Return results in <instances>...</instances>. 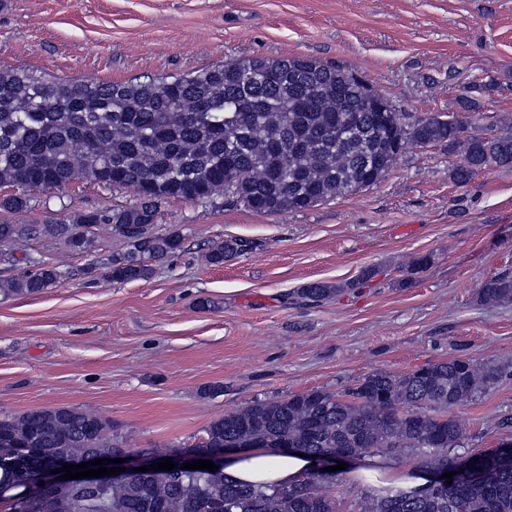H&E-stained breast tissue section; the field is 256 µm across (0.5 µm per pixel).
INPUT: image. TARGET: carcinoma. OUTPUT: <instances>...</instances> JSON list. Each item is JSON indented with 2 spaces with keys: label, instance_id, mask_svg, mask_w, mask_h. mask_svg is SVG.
Returning a JSON list of instances; mask_svg holds the SVG:
<instances>
[{
  "label": "carcinoma",
  "instance_id": "1",
  "mask_svg": "<svg viewBox=\"0 0 512 512\" xmlns=\"http://www.w3.org/2000/svg\"><path fill=\"white\" fill-rule=\"evenodd\" d=\"M458 120H413L389 100L380 105L368 82L342 67L305 56L243 58L179 77L80 83L22 67L0 68V209L21 212L28 193L76 179L130 189L137 202L88 211L69 224L30 228L0 224V244L37 232L66 238L76 252L91 247L82 229L105 224L131 249L115 256L108 278L146 280L153 263L181 250L176 233L148 235L171 199L206 201L222 194L263 214L304 211L379 183L409 143L442 144L463 159L453 179L463 185L489 167H512V134L465 135ZM243 251L227 240L208 260L221 265ZM59 271L41 264L7 282L4 292L41 293ZM337 291L311 282L300 295L320 301ZM481 303L512 299V276L478 288ZM501 371L461 356L410 373L376 371L343 394L310 390L256 401L210 423L196 451L221 452L265 443L320 457L402 452L430 472L466 478L431 481L422 491L384 487L358 512H512V467L465 447L448 409L498 383ZM117 450L109 424L77 407H50L0 418V500L11 512H336L333 477L314 472L293 486L240 485L224 472L135 473L105 489L63 495L46 485L27 494L30 475L53 458Z\"/></svg>",
  "mask_w": 512,
  "mask_h": 512
}]
</instances>
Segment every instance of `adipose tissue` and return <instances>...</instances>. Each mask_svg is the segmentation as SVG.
Masks as SVG:
<instances>
[{
  "label": "adipose tissue",
  "mask_w": 512,
  "mask_h": 512,
  "mask_svg": "<svg viewBox=\"0 0 512 512\" xmlns=\"http://www.w3.org/2000/svg\"><path fill=\"white\" fill-rule=\"evenodd\" d=\"M312 467L310 459L295 451H283L256 445L229 457L223 471L229 480L247 484L280 483L291 485L299 481ZM351 480H364L371 494L385 487L409 490L428 485L431 476L420 467L405 468L384 455H363L347 464Z\"/></svg>",
  "instance_id": "adipose-tissue-1"
}]
</instances>
